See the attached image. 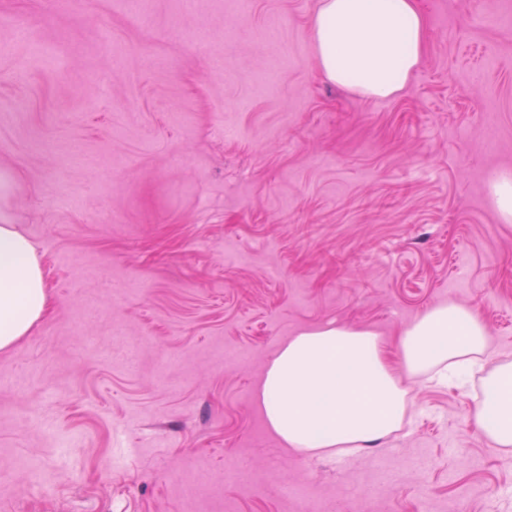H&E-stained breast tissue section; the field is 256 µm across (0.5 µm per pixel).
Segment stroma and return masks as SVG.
I'll return each mask as SVG.
<instances>
[{"instance_id":"1","label":"stroma","mask_w":512,"mask_h":512,"mask_svg":"<svg viewBox=\"0 0 512 512\" xmlns=\"http://www.w3.org/2000/svg\"><path fill=\"white\" fill-rule=\"evenodd\" d=\"M0 0V225L49 306L0 349V512H432L512 489L474 390L409 385L412 424L302 455L256 388L327 323L394 343L474 309L512 360V0H418L423 56L369 99L320 75V0ZM497 152L480 143L482 108ZM494 204L505 224L512 223V173L504 171L498 174L491 183Z\"/></svg>"}]
</instances>
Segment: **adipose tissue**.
Wrapping results in <instances>:
<instances>
[{
  "instance_id": "ef3b65f1",
  "label": "adipose tissue",
  "mask_w": 512,
  "mask_h": 512,
  "mask_svg": "<svg viewBox=\"0 0 512 512\" xmlns=\"http://www.w3.org/2000/svg\"><path fill=\"white\" fill-rule=\"evenodd\" d=\"M323 77L361 96L402 91L421 61L426 19L416 0H321L311 24ZM48 303L34 245L0 225V349L28 335ZM482 317L454 302L406 326L396 360L375 331L327 324L284 343L257 387L269 430L297 453L360 451L400 428L405 380L467 385L480 377L474 423L500 449L512 447V362L499 358Z\"/></svg>"
}]
</instances>
